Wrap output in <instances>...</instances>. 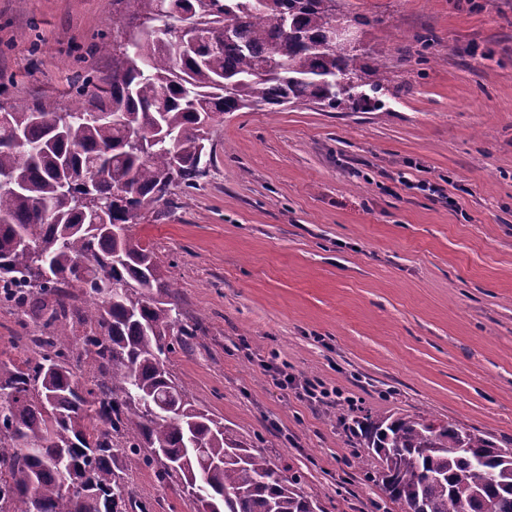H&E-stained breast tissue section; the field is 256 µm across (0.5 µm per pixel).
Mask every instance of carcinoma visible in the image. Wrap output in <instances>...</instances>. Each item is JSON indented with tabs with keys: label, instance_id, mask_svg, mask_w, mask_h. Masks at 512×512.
Here are the masks:
<instances>
[{
	"label": "carcinoma",
	"instance_id": "cac0c4a2",
	"mask_svg": "<svg viewBox=\"0 0 512 512\" xmlns=\"http://www.w3.org/2000/svg\"><path fill=\"white\" fill-rule=\"evenodd\" d=\"M114 4L127 19L112 31V78L76 75L66 112L43 98L0 120V302L33 326L38 355L0 360V512H148L126 481L139 468L197 512H323L300 474L197 407L172 373L169 355L202 329L183 321L169 267L134 226L172 213L175 189H199L224 114L374 110L389 79L375 51L324 44L336 0ZM182 10L215 45L181 46ZM350 79L370 93L339 87ZM352 430L404 512H512V449L478 430L401 412Z\"/></svg>",
	"mask_w": 512,
	"mask_h": 512
}]
</instances>
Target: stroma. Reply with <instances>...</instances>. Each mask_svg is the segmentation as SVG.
<instances>
[{"mask_svg":"<svg viewBox=\"0 0 512 512\" xmlns=\"http://www.w3.org/2000/svg\"><path fill=\"white\" fill-rule=\"evenodd\" d=\"M336 11L388 67L382 107L225 114L200 189L137 230L203 324L170 356L197 406L300 473L324 512H403L344 419L431 416L512 448V0ZM122 23L112 0H0V105L68 108L73 75L111 73L96 46ZM277 369L339 397L307 403ZM129 482L148 512H196L151 471Z\"/></svg>","mask_w":512,"mask_h":512,"instance_id":"1","label":"stroma"}]
</instances>
